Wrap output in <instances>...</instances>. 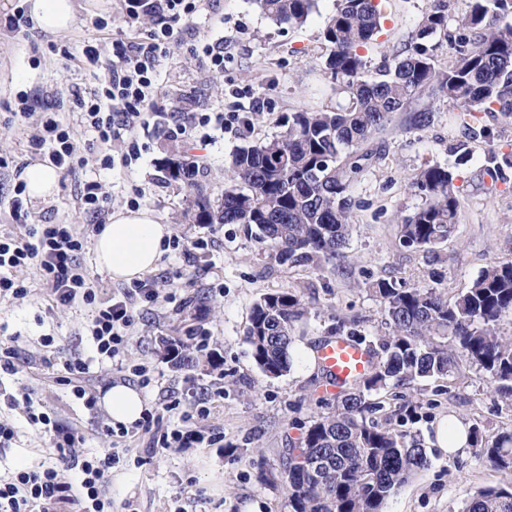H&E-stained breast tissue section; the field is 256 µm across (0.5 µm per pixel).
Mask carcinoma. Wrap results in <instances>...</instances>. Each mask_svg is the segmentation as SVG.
<instances>
[{"label": "carcinoma", "mask_w": 512, "mask_h": 512, "mask_svg": "<svg viewBox=\"0 0 512 512\" xmlns=\"http://www.w3.org/2000/svg\"><path fill=\"white\" fill-rule=\"evenodd\" d=\"M380 0H340L321 32L329 49L324 72L336 90L349 96L346 107L294 112L278 135L238 148L232 159L233 184L212 200L193 181L196 162L174 150L162 162L166 179L184 187L183 218L193 224L256 227L258 243L275 261L320 267L335 258L349 235L351 191L369 165L362 145L383 132L393 115L427 94L440 92L464 115L500 113L512 122V0H462L464 14L448 30V7L426 12L372 81L359 49L373 43L381 28ZM276 24L303 25L317 0H256ZM442 34L455 50L453 65L436 64ZM512 151L491 152L487 171L508 179ZM453 172L428 165L412 187L424 203L400 222L402 245L428 252L448 240L460 207ZM373 290L383 304L387 336L381 352L342 320L331 333L366 344L376 357L361 377L342 385L336 409L313 418L298 445L288 449L280 478L289 512H383L387 499L430 458L418 435L381 423L382 392L413 382L455 375L467 362L503 397L512 399V336L497 322L512 310V261L490 262L468 290L448 302L438 288H407L379 279ZM301 298L290 291L261 297L252 307L245 338L263 373L279 377L292 366L295 324L304 315ZM176 346L174 365L197 358L188 344ZM469 445L498 470L512 471V431L484 434L468 429ZM461 512H512V489L488 488L465 502Z\"/></svg>", "instance_id": "1"}]
</instances>
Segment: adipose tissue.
Returning a JSON list of instances; mask_svg holds the SVG:
<instances>
[{
  "label": "adipose tissue",
  "mask_w": 512,
  "mask_h": 512,
  "mask_svg": "<svg viewBox=\"0 0 512 512\" xmlns=\"http://www.w3.org/2000/svg\"><path fill=\"white\" fill-rule=\"evenodd\" d=\"M26 5L33 28L46 33L66 31L76 20V0H26ZM169 237V226L151 210H116L95 236V262L112 280L141 278L156 269ZM102 401L113 423L125 426L138 421L145 409L141 394L123 384L112 386Z\"/></svg>",
  "instance_id": "adipose-tissue-1"
}]
</instances>
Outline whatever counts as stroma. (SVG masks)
<instances>
[{
  "label": "stroma",
  "instance_id": "1",
  "mask_svg": "<svg viewBox=\"0 0 512 512\" xmlns=\"http://www.w3.org/2000/svg\"><path fill=\"white\" fill-rule=\"evenodd\" d=\"M77 21L70 30L47 34L20 25L14 32L3 23L24 0H0V231L17 232L12 202L14 187L28 165L47 161L35 152L32 138L45 113H55L70 129L82 163L60 172L57 193L44 201H25L32 224H71L84 237L78 259L86 269L99 300L120 293L94 260V233L78 201L84 181L101 182L109 208L129 207L131 201L154 211L169 225L175 246L163 254L152 277L161 295L157 304L135 306L136 325L117 360L97 358L87 321L91 312L83 300L53 303L35 267L13 270L30 293L24 300L0 297V336L15 337L19 371H0V422L17 436L0 447V477L22 468L50 462L47 437L30 424L21 391L35 392L52 420L85 438V452L109 447L131 454L112 472L113 512L132 502L135 512H288V492L279 475L294 447L317 414L337 401L326 392L320 366L307 356L327 338L336 319L354 323L370 339L384 335V314L372 285L381 278L408 287L445 289L456 299L494 259L512 258V181L495 183L486 173L490 150H512V125L496 114L479 116L496 137L488 141L468 134L462 112L436 94L396 113L392 124L369 140L373 158L354 190L357 205L348 240L335 259L320 269L271 262L243 224L207 226L182 222L183 192L167 184L161 161L173 143L170 113L203 112L218 117L240 113L233 128L214 131L210 143L195 149L202 168L197 176L205 195L219 197L231 174L237 147L257 143L281 132L289 113L316 110L337 101L336 89L320 62L327 52L321 32L337 8V0H318L303 26L276 24L264 18L251 0H200L190 25L172 41L161 58L155 78L160 89L147 104L148 123L135 126L122 143L102 144L84 127L74 91L97 87L103 70L84 56L86 45L98 42L110 49L116 39L146 37L152 18L127 24L125 0H77ZM437 0H382L383 22L376 42L365 48L366 78H375L391 62L417 21ZM104 28H97L96 20ZM223 47L224 70L214 72L204 61L203 47ZM27 116H17L20 102ZM429 121L415 128L416 112ZM135 144L141 157L125 166L122 155ZM112 166H104V156ZM438 164L454 170L460 188L457 223L435 252L408 248L400 242L401 216L422 203L411 183L419 170ZM289 290L303 300L307 314L293 346V363L283 376L271 378L255 365L245 340L253 304L268 293ZM209 338L194 367L178 369L164 358L163 340L193 342ZM51 345H44V338ZM90 363L86 376L96 395L116 384L140 388L147 406L176 402L169 425L180 414L204 406L201 426L214 445L187 448L148 457L149 437L142 432L115 439L103 427L110 418L103 407L86 410L69 386L59 384L66 361ZM217 366H210V359ZM147 368L151 382L140 387L127 367ZM415 407L413 424L431 459L427 469L401 486L386 502L384 512H459L465 499L485 487H512V471L492 467L466 447L451 454L435 441L437 423L453 416L479 424L493 435L512 428V399L487 389L475 370L461 364L455 376L424 380L388 397L383 416L399 427L407 407ZM144 464H135V457Z\"/></svg>",
  "mask_w": 512,
  "mask_h": 512
}]
</instances>
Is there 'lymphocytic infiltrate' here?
I'll return each mask as SVG.
<instances>
[{
    "instance_id": "f902f5d3",
    "label": "lymphocytic infiltrate",
    "mask_w": 512,
    "mask_h": 512,
    "mask_svg": "<svg viewBox=\"0 0 512 512\" xmlns=\"http://www.w3.org/2000/svg\"><path fill=\"white\" fill-rule=\"evenodd\" d=\"M196 10V0H128L127 16H154L155 26L146 39L114 40V60L97 90L76 94L75 101L87 124L100 142L120 140L123 131L146 123V104L152 96L156 65L166 53L181 27L187 26ZM50 146L49 160L57 168L69 171L74 167L75 147L71 132L47 116L42 134L33 142L35 149ZM84 238L69 224H32L23 236L0 234V296L16 300L28 297L30 290L20 280L10 277V270L35 266L54 301L65 305L83 298L92 307L91 332L97 355L115 358L135 325L134 303H151L158 293L151 284L137 283L134 293H120L105 302H97L89 276L78 261ZM28 421L43 425L49 445L55 450L51 464L17 471L11 479H0V512H60L66 505L79 506L80 512H112V499L106 486L121 456L115 449L79 457L81 443L78 433L52 423L47 413L38 409L34 393L24 395ZM171 405L145 409L136 424L150 436L152 455H165L180 448H189L203 440L196 423L206 417V410L197 416H184L180 426L170 428L164 416Z\"/></svg>"
}]
</instances>
